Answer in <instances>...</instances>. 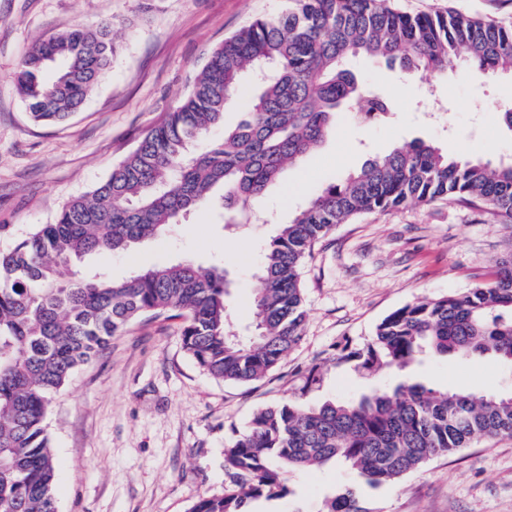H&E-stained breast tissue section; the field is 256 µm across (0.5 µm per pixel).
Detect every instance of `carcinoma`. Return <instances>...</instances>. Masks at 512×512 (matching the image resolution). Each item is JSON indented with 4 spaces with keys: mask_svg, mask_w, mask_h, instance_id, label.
Wrapping results in <instances>:
<instances>
[{
    "mask_svg": "<svg viewBox=\"0 0 512 512\" xmlns=\"http://www.w3.org/2000/svg\"><path fill=\"white\" fill-rule=\"evenodd\" d=\"M394 0H292L215 48L189 94L93 190L68 201L0 249V512H56V459L44 418L52 396L129 322L174 311L185 352L212 377L259 380L299 343L306 320L300 269L312 246L364 212L457 197L512 223V162L450 157L414 140L366 161L302 206L261 255L253 302L255 333L231 329L224 266L190 260L128 278L65 279L67 265L99 252L127 251L221 195L224 224L256 220L253 202L298 163L352 107L380 120L391 101L365 91L347 68L361 56L406 76L448 78L461 63L476 76L512 74V28L454 10L410 15ZM116 50L102 22L32 43L14 81L36 122H62L84 105ZM53 73L52 79L46 74ZM247 98L243 118L224 109ZM224 137L194 144L214 127ZM490 281L465 294L407 304L344 359L403 372L394 385L356 401L309 407L285 401L257 411L224 449L228 486L190 512H247L261 497L289 493L288 476L325 466L354 471L361 486L326 498L318 512H373L365 490L418 469L430 458L481 440L512 436V393L428 387L412 373L426 357L512 363V237Z\"/></svg>",
    "mask_w": 512,
    "mask_h": 512,
    "instance_id": "obj_1",
    "label": "carcinoma"
}]
</instances>
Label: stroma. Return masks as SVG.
<instances>
[{
	"mask_svg": "<svg viewBox=\"0 0 512 512\" xmlns=\"http://www.w3.org/2000/svg\"><path fill=\"white\" fill-rule=\"evenodd\" d=\"M398 4L412 14L453 8L512 26V0ZM285 6L286 0H0V248L50 223L70 199L105 180L188 94L213 49ZM101 21L114 23L119 36L105 76L68 120L32 122L14 82L30 42ZM349 67L361 86L393 98V112L370 124L338 114L323 146L287 167L256 202L259 221L227 227L203 207L132 251L88 256L80 273L120 280L186 258L203 268L223 264L231 320L246 336L262 248L327 185L418 138L448 151L462 145L470 160H512V130L501 120L512 110V75L478 80L460 67L447 80L409 82L399 70L360 57ZM434 95L445 116L435 114ZM511 237L498 218L454 199L336 225L301 270L308 313L302 340L259 381L210 376L184 351L179 319L130 323L49 406L57 512H188L200 497L223 495L224 450L257 410L286 399L307 406L351 400L396 383L398 371H358L345 353L365 348L394 310L487 281ZM419 374L439 388L512 392L508 363L439 358L426 361ZM357 482L341 466L294 473L289 495L251 501L249 509L315 512L326 496ZM366 497L375 512H512V438L432 458Z\"/></svg>",
	"mask_w": 512,
	"mask_h": 512,
	"instance_id": "stroma-1",
	"label": "stroma"
}]
</instances>
